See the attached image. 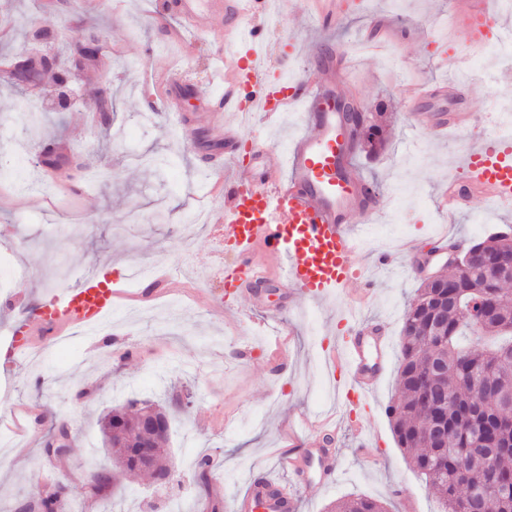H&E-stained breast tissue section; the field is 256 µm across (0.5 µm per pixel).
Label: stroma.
Instances as JSON below:
<instances>
[{
	"label": "stroma",
	"mask_w": 512,
	"mask_h": 512,
	"mask_svg": "<svg viewBox=\"0 0 512 512\" xmlns=\"http://www.w3.org/2000/svg\"><path fill=\"white\" fill-rule=\"evenodd\" d=\"M279 18L268 35L267 58L274 72L300 75L329 48L345 50L351 65L344 88L367 112L389 116L384 148L375 156L355 153L362 176L377 186L381 207L373 225L393 223L396 194L402 203L404 235L419 252L440 230L452 239H479L512 225V214L474 200L469 211L448 218L436 199L453 176L464 173V135L434 138L412 129L403 112L415 86L443 79L437 61L448 42L430 40L432 28L449 23V0H361L360 9L334 25L320 27L308 0H277ZM162 0H0V19L9 21L0 39V58L17 63L44 54L68 60L72 37L93 35L112 46L109 67L82 69L67 86L16 83L0 72V412L16 406L37 411L29 434L0 426V512H25L30 501L57 484L70 489L66 512H166L177 499L182 512H209L208 505L244 495L250 478L287 481L279 451L288 445V422L298 413L332 419L341 474L335 484L310 482L299 489L300 512H327L330 504L369 496L388 512H442L435 492L398 448L387 407L398 390V362L390 360L370 396L372 412L362 417L363 435L375 442V458L356 451L359 435L336 399V385L322 369V350L337 334L340 316L375 319L399 338L408 300L421 280L402 271L400 250L363 242L360 263L374 270L378 254L389 253L394 270L380 278L372 300L357 303L340 293L320 305L285 308L278 276L265 302L280 308L288 346L286 362L267 357L274 343L261 326L263 316L248 296L226 295L223 273L207 261L221 242L212 233L224 223V199L207 198L200 160L217 132L220 114L197 101L188 106L198 132L177 136L166 112H148L144 97L154 69L185 70L205 79L217 67L224 43L216 24L209 40L185 29L168 39L175 20H162ZM154 48L146 58L145 48ZM512 103V68L499 64L489 79H474L467 104L487 108L488 92ZM60 147L63 166L74 180L63 193L48 184L46 195L19 192L5 172L21 159H34L46 143ZM140 263L175 274L166 292L119 300L104 325L76 330L58 344L26 359L7 361L3 351L11 330L39 324L37 310L47 298L103 267L132 290L127 274ZM192 407L171 422L172 485L162 487L143 473L124 474L105 453L99 417L130 398L170 405L183 390ZM67 425L65 461L47 456L45 442ZM212 460L207 489L197 485L195 462ZM110 477L96 492L91 478Z\"/></svg>",
	"instance_id": "35a3bbf8"
}]
</instances>
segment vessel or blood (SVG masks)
<instances>
[{
    "mask_svg": "<svg viewBox=\"0 0 512 512\" xmlns=\"http://www.w3.org/2000/svg\"><path fill=\"white\" fill-rule=\"evenodd\" d=\"M314 2V17L322 23L340 19L346 10L345 0ZM451 6L467 47L482 48L502 34L494 0H451ZM165 11L206 38L214 21H223L226 40L217 56L224 61V82L218 91L209 92L192 87L184 72L154 73L146 99L149 109L173 111L187 131L194 120L181 107L185 96L228 113L238 111L241 100L250 99L257 104L261 124L279 125L284 113L297 109L306 127L283 150L267 139L253 140L250 166L237 168L225 180L224 240L237 255L235 267L225 277L226 287L266 282L267 270L254 258L261 245L277 256L282 280L305 300L319 303L354 284L373 294L374 278L358 265L360 241L353 224L369 221L377 210L378 193L361 176L353 159L356 130L344 115L361 110L362 105L341 93L348 68L345 55L332 52L319 57L316 65L284 87L271 80L268 65L256 51L270 29L266 0H166ZM468 91L467 85L451 80L426 87L412 98V126L435 135L451 127L476 131L482 124L481 115L424 109L425 103L440 97L462 101ZM221 138L224 151L212 153L207 161L211 174L223 170L225 154L236 151L235 128H224ZM476 191L496 208L512 211L511 135L481 138L467 154L464 175L449 179L440 205L463 210ZM272 210L280 215V222H271L268 213ZM115 285L111 277L94 270L54 294L40 309L44 334L58 337L77 327L89 329L102 323L112 313ZM35 347L30 330L19 325L13 330L7 354L18 360ZM391 353L385 328L350 321L329 358L331 365L346 369L349 383L343 399L367 397L385 373ZM280 460L290 481L253 482L245 496L232 498L231 512H298L299 485L314 477L328 486L339 475L337 456L322 448L309 456L291 451L281 454Z\"/></svg>",
    "mask_w": 512,
    "mask_h": 512,
    "instance_id": "vessel-or-blood-1",
    "label": "vessel or blood"
}]
</instances>
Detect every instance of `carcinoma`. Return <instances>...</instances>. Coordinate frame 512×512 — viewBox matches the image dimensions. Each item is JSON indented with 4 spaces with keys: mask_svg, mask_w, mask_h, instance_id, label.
Instances as JSON below:
<instances>
[{
    "mask_svg": "<svg viewBox=\"0 0 512 512\" xmlns=\"http://www.w3.org/2000/svg\"><path fill=\"white\" fill-rule=\"evenodd\" d=\"M387 114L371 116L360 129L354 151L373 155L382 147L380 131ZM474 255L477 267L448 272L446 287L422 282L409 303L400 331L399 387L388 411L398 447L411 454L414 469L439 494L444 512H485L481 493L496 502V512H512V429L490 425L482 434L471 428L466 414L480 420H512V276L501 264L512 258V235L499 233L457 244ZM486 301L485 320L477 325L469 303ZM437 356L443 373L435 384L439 402L426 401V382L418 365ZM165 409L148 400L134 412L115 408L99 418L104 444L124 456L125 469H142L135 457L139 415ZM443 437L428 433L433 422ZM329 512H387L368 497L339 500Z\"/></svg>",
    "mask_w": 512,
    "mask_h": 512,
    "instance_id": "cac0c4a2",
    "label": "carcinoma"
}]
</instances>
